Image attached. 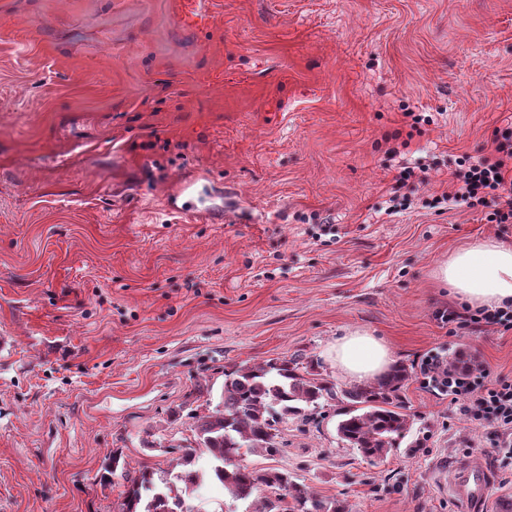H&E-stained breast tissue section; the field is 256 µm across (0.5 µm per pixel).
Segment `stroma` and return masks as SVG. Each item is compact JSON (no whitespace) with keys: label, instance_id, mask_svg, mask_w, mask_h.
<instances>
[{"label":"stroma","instance_id":"35a3bbf8","mask_svg":"<svg viewBox=\"0 0 512 512\" xmlns=\"http://www.w3.org/2000/svg\"><path fill=\"white\" fill-rule=\"evenodd\" d=\"M0 0V512H121L112 451L164 474L194 445L225 371L380 336L411 372V439L370 461L336 404L288 419L285 469L350 512H461L440 481L512 457L422 383L433 354L512 378V330H452L437 264L486 238L464 205L387 215L403 166L418 199L457 158L490 156L512 115V0ZM428 118L412 132L404 108ZM220 210L185 217L165 190Z\"/></svg>","mask_w":512,"mask_h":512}]
</instances>
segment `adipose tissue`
Returning <instances> with one entry per match:
<instances>
[{"mask_svg":"<svg viewBox=\"0 0 512 512\" xmlns=\"http://www.w3.org/2000/svg\"><path fill=\"white\" fill-rule=\"evenodd\" d=\"M435 276L470 308L512 304V244L495 239L476 242L439 263ZM324 356L341 378L357 382L386 375L394 363L383 339L358 329L338 336Z\"/></svg>","mask_w":512,"mask_h":512,"instance_id":"1","label":"adipose tissue"}]
</instances>
